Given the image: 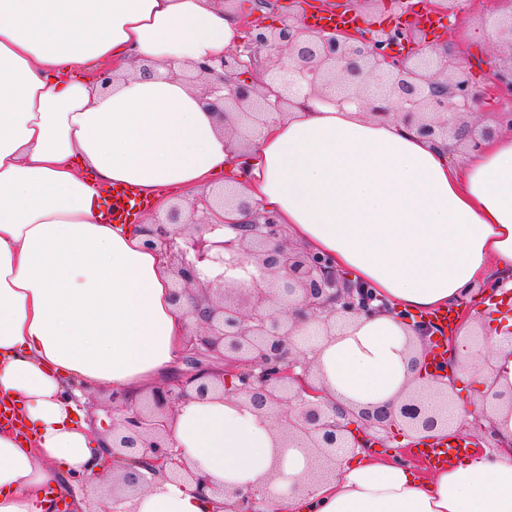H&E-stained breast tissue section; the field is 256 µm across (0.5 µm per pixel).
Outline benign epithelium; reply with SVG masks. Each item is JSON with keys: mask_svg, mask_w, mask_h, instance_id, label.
<instances>
[{"mask_svg": "<svg viewBox=\"0 0 512 512\" xmlns=\"http://www.w3.org/2000/svg\"><path fill=\"white\" fill-rule=\"evenodd\" d=\"M352 0L348 11L357 26L334 29L299 22L278 26L263 21L257 5L243 28V51L218 59L192 62L180 71L167 68L196 90L205 108L220 121L235 118L238 146L247 147L253 132L268 116L290 103L281 92L260 95L234 80L242 67L263 64L275 71L299 62L294 74L311 93L336 94L359 104L380 120L415 129L430 141L452 139L463 153L502 132H512V110L489 114L488 123L471 121L486 92L512 99V12L496 21L500 49L507 59L489 68V82L478 90L469 69L453 47L443 51L419 45L406 49L410 33L403 24L384 25ZM455 79L448 81V72ZM247 216L224 220V210ZM228 228L235 237L213 241L207 232ZM145 244L168 261L172 276L171 302L187 328L178 366L166 382L153 388L138 404L124 392L112 393L106 413L121 414L112 429V447L105 459L92 464L91 477L105 484L108 463L124 461L118 484L136 492L167 470L195 481L199 493L212 489L194 474L170 445L174 408L191 400L230 394L260 416L276 421L288 446L310 448L314 475L321 481L336 477L340 453H355L384 445L394 432L410 439H440L453 430L446 415L456 405L453 356L433 353L428 344L442 332L432 320L416 325L422 348L410 358V370L431 383L434 405L412 391L391 405L349 408L327 399L317 370V353L300 345L297 332L312 324L324 336H334L360 317L391 310L386 299L362 281L340 276L335 259L293 243L285 225L269 212H260L231 187L203 192L172 203L154 222L141 226ZM232 252L231 259L224 251ZM254 262L257 287L241 292L230 283L201 279L198 264L208 260L231 268ZM477 389L481 405L512 408V391L497 386L490 361ZM464 431L482 435L502 447L494 425L482 412L471 411Z\"/></svg>", "mask_w": 512, "mask_h": 512, "instance_id": "7a95c632", "label": "benign epithelium"}]
</instances>
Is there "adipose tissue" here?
I'll use <instances>...</instances> for the list:
<instances>
[{
  "label": "adipose tissue",
  "instance_id": "adipose-tissue-1",
  "mask_svg": "<svg viewBox=\"0 0 512 512\" xmlns=\"http://www.w3.org/2000/svg\"><path fill=\"white\" fill-rule=\"evenodd\" d=\"M240 37L236 12L216 0H0V402L20 405L32 430L25 442L0 427V512H50L42 489L65 490L66 474L85 473L111 443L65 387L136 400L182 349L165 258L139 227L103 223L100 186L151 196L239 168L242 194L291 241L331 254L397 307L318 344L326 391L347 406L397 401L411 379L414 333L399 312L441 310L512 271V133L460 155L304 88L239 151L164 70L233 52ZM133 53L161 77L141 78ZM112 59L125 78L106 91L65 72ZM455 356L474 375L491 362L512 387V353L486 356L470 326ZM172 443L215 494L166 473L133 512H220L258 487L263 512H512L504 450L426 478L367 456L321 483L308 449L281 443L272 418L231 397L180 404Z\"/></svg>",
  "mask_w": 512,
  "mask_h": 512
}]
</instances>
